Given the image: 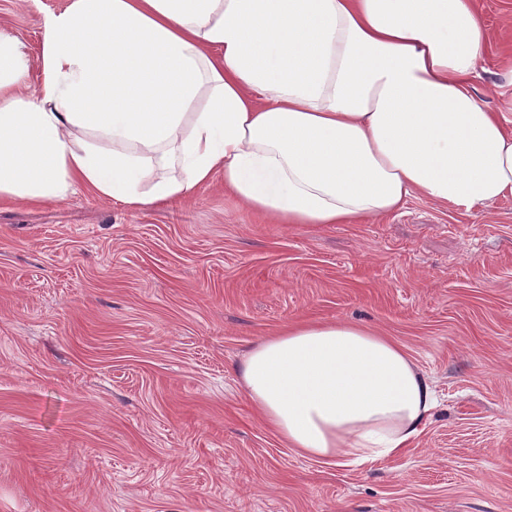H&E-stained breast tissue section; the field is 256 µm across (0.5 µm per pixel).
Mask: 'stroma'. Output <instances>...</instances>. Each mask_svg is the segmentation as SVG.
<instances>
[{
	"label": "stroma",
	"instance_id": "stroma-1",
	"mask_svg": "<svg viewBox=\"0 0 512 512\" xmlns=\"http://www.w3.org/2000/svg\"><path fill=\"white\" fill-rule=\"evenodd\" d=\"M69 3L0 0V30L36 61ZM477 6L476 84L512 113V0ZM305 320L380 329L431 379L402 455L327 465L255 414L245 355ZM0 512H512V197L270 224L219 174L144 208L0 202Z\"/></svg>",
	"mask_w": 512,
	"mask_h": 512
}]
</instances>
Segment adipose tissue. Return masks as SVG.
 I'll return each mask as SVG.
<instances>
[{"label": "adipose tissue", "mask_w": 512, "mask_h": 512, "mask_svg": "<svg viewBox=\"0 0 512 512\" xmlns=\"http://www.w3.org/2000/svg\"><path fill=\"white\" fill-rule=\"evenodd\" d=\"M486 42L474 0H71L44 18L38 88L0 30V200L139 208L220 174L275 224L485 206L512 197V117L472 84ZM240 376L327 464L404 453L435 407L408 353L349 321L260 340Z\"/></svg>", "instance_id": "ef3b65f1"}]
</instances>
